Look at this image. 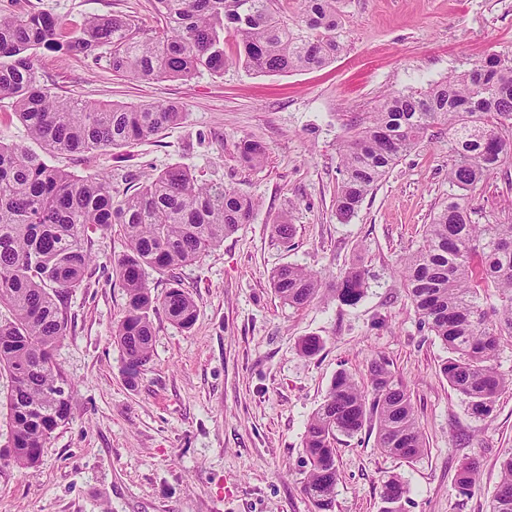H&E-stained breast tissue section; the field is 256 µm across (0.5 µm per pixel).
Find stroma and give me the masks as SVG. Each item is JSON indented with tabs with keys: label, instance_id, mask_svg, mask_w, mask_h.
Returning <instances> with one entry per match:
<instances>
[{
	"label": "stroma",
	"instance_id": "stroma-1",
	"mask_svg": "<svg viewBox=\"0 0 512 512\" xmlns=\"http://www.w3.org/2000/svg\"><path fill=\"white\" fill-rule=\"evenodd\" d=\"M337 8L344 49L318 70L273 75L233 65L187 83L133 80L103 59L39 51V74L58 94L91 104L177 102L188 114L150 140L54 155L52 164L80 178L111 173L119 193L186 167L258 208L198 262L148 272L154 295L178 280L199 313L188 330L154 314L151 356L133 381L112 339L125 311L114 261L126 240L116 228L94 234L95 261L70 293L54 351L70 385V420L37 465L22 469L8 455L0 413V512H313L307 423L338 372L367 391L378 360L408 390L426 447L411 461L382 453L371 423L337 435L333 512H383L382 483L393 475L409 487L401 512H486L512 455V393L499 396L490 418L468 413L440 372L448 352L421 325L398 273L448 196L447 129H430L349 222L337 221L335 201L341 143L388 94L428 87L494 53L512 59V0H338ZM0 11L49 13L68 28L112 13L156 26L152 0H0ZM244 139L266 147L262 168L240 163ZM471 205L511 222L512 166L495 170ZM283 220L295 229L287 243L270 231ZM355 263L369 272L367 289L347 305L334 283ZM288 264L323 280L299 309L271 286ZM309 336L323 347L306 357L299 344ZM470 460L477 480L462 494L455 475Z\"/></svg>",
	"mask_w": 512,
	"mask_h": 512
}]
</instances>
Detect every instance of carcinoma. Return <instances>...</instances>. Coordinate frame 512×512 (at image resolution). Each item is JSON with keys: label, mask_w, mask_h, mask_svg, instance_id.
Listing matches in <instances>:
<instances>
[{"label": "carcinoma", "mask_w": 512, "mask_h": 512, "mask_svg": "<svg viewBox=\"0 0 512 512\" xmlns=\"http://www.w3.org/2000/svg\"><path fill=\"white\" fill-rule=\"evenodd\" d=\"M160 25L146 34L122 14L93 15L66 31L42 12H0V99H8L27 135L55 154L119 148L179 125L187 113L169 104H88L62 97L42 81L35 64L41 50L106 56L112 72L136 79L190 81L204 71L220 74L235 63L256 73L322 68L342 50L336 35V0H298L288 20L283 0H155ZM448 127L450 192L425 225L423 244L400 264V276L421 324L446 346L441 372L467 411L484 420L496 399L512 392V376L496 366L501 340L512 339V223L502 224L470 207L487 176L512 165V59L496 54L444 81L385 97L368 122L344 140L336 219L349 221L363 199L433 126ZM241 162L260 167L265 148L239 144ZM251 197L200 181L171 167L133 193L112 192V175L77 178L20 144L0 142V368L13 380L5 408L12 429L10 457L34 467L51 434L70 419L69 384L53 352L66 335L65 308L91 262L89 234L120 226L126 252L116 270L126 292L114 342L133 381L150 357L151 317L164 310L190 329L195 300L178 282L161 298L152 294L146 269L166 272L200 260L253 216ZM271 284L293 308L310 303L318 276L298 265L277 269ZM366 272L351 267L336 282L337 297L357 303ZM492 288L493 314L481 292ZM372 395L345 371L333 379L323 405L310 418L304 451L310 464L304 490L314 512H332L337 479L336 434L352 436L376 424L377 448L412 460L425 442L406 389L384 362L370 368ZM477 466L462 464L456 488L465 494ZM409 493L397 476L382 486L384 512ZM490 512H512V456L501 462V480Z\"/></svg>", "instance_id": "carcinoma-1"}]
</instances>
